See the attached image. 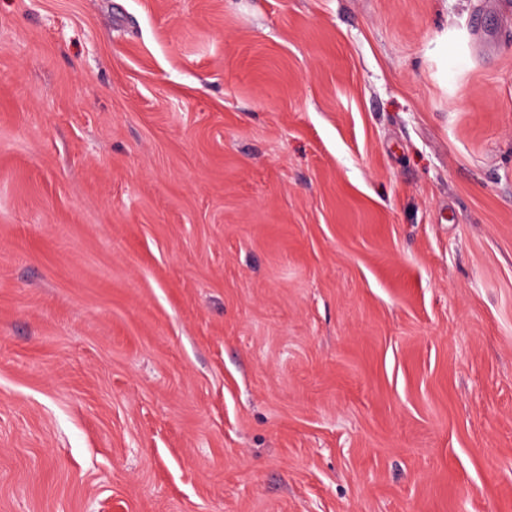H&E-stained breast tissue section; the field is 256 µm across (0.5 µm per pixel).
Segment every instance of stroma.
Returning a JSON list of instances; mask_svg holds the SVG:
<instances>
[{
  "label": "stroma",
  "instance_id": "35a3bbf8",
  "mask_svg": "<svg viewBox=\"0 0 512 512\" xmlns=\"http://www.w3.org/2000/svg\"><path fill=\"white\" fill-rule=\"evenodd\" d=\"M0 512H512V0H0Z\"/></svg>",
  "mask_w": 512,
  "mask_h": 512
}]
</instances>
